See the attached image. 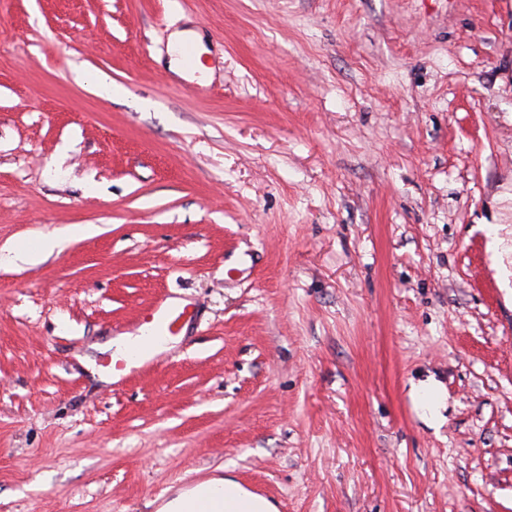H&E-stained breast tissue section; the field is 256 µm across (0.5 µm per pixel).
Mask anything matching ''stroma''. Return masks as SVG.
Returning <instances> with one entry per match:
<instances>
[{
	"label": "stroma",
	"instance_id": "1",
	"mask_svg": "<svg viewBox=\"0 0 512 512\" xmlns=\"http://www.w3.org/2000/svg\"><path fill=\"white\" fill-rule=\"evenodd\" d=\"M160 298L157 365H83ZM219 466L279 512H512V0H0V512ZM184 314V309L170 306L162 300L151 308L141 325H147L154 336L161 337L156 344H165L182 332Z\"/></svg>",
	"mask_w": 512,
	"mask_h": 512
}]
</instances>
